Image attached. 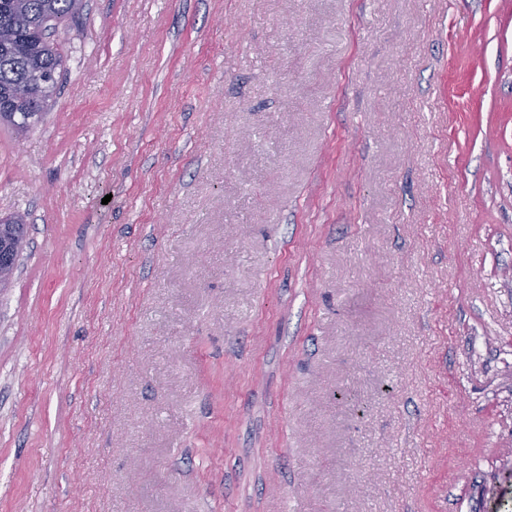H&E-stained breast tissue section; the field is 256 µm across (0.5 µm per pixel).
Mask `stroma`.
Instances as JSON below:
<instances>
[{"mask_svg": "<svg viewBox=\"0 0 512 512\" xmlns=\"http://www.w3.org/2000/svg\"><path fill=\"white\" fill-rule=\"evenodd\" d=\"M0 124V512H512V0H85Z\"/></svg>", "mask_w": 512, "mask_h": 512, "instance_id": "35a3bbf8", "label": "stroma"}]
</instances>
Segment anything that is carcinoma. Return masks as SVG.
<instances>
[{
    "instance_id": "1",
    "label": "carcinoma",
    "mask_w": 512,
    "mask_h": 512,
    "mask_svg": "<svg viewBox=\"0 0 512 512\" xmlns=\"http://www.w3.org/2000/svg\"><path fill=\"white\" fill-rule=\"evenodd\" d=\"M82 8L83 0H0V123L16 134L28 132L32 118L57 94L63 56L50 37ZM35 72L43 79L38 99L18 95Z\"/></svg>"
}]
</instances>
